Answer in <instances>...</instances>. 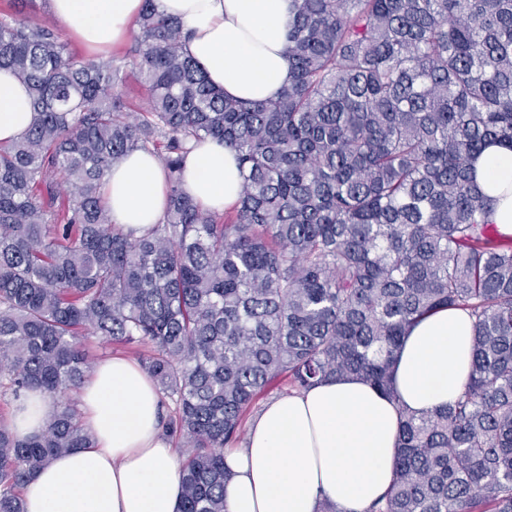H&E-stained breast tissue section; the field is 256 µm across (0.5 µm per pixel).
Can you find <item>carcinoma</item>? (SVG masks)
Segmentation results:
<instances>
[{"mask_svg": "<svg viewBox=\"0 0 512 512\" xmlns=\"http://www.w3.org/2000/svg\"><path fill=\"white\" fill-rule=\"evenodd\" d=\"M135 26L118 66L0 13V69L34 112L0 142V389L67 395L38 435L0 424V512H24L26 480L90 445L83 331L149 347L184 448L180 512H226L224 447L260 396L350 375L391 394L409 329L441 308L474 318L464 392L402 413L392 485L367 512H512V238L472 176L486 146L512 150V0H293V78L264 101L215 89L156 0ZM209 139L244 177L222 217L182 178ZM138 150L162 162L167 205L136 238L101 188Z\"/></svg>", "mask_w": 512, "mask_h": 512, "instance_id": "cac0c4a2", "label": "carcinoma"}]
</instances>
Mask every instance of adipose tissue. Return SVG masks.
Masks as SVG:
<instances>
[{
    "label": "adipose tissue",
    "instance_id": "obj_1",
    "mask_svg": "<svg viewBox=\"0 0 512 512\" xmlns=\"http://www.w3.org/2000/svg\"><path fill=\"white\" fill-rule=\"evenodd\" d=\"M143 0H49L58 23L88 47L120 41ZM292 0H157L190 35L185 49L225 96L276 97L292 79L285 54ZM34 114L27 87L0 70V142L24 134ZM185 188L203 208L238 203L235 155L211 140L184 162ZM476 186L493 199L490 221L512 236V150L487 147L474 164ZM103 195L124 229L143 232L166 203L163 168L136 151L106 176ZM473 323L466 310L443 308L410 328L393 367L394 396L353 377L319 382L268 402L251 421L243 447L224 451L231 474L227 512H317L321 498L343 512H366L392 484L400 412L422 414L454 401L472 363ZM58 401L31 392L9 426L41 432ZM79 407L92 445L50 459L22 489L25 512H179L177 450L161 426L160 394L139 363L99 361L81 388Z\"/></svg>",
    "mask_w": 512,
    "mask_h": 512
}]
</instances>
